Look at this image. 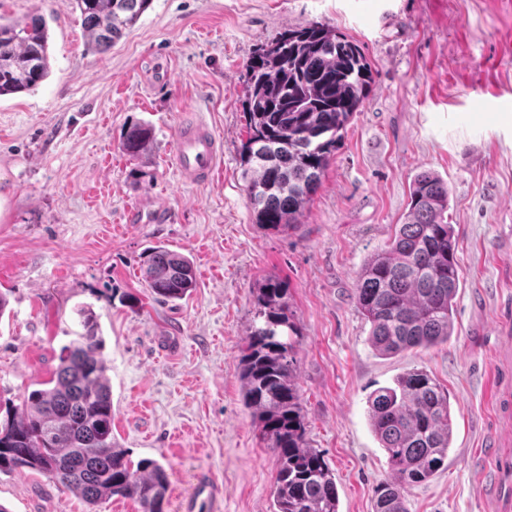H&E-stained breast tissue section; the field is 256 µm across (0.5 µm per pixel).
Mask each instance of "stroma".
Instances as JSON below:
<instances>
[{
	"mask_svg": "<svg viewBox=\"0 0 512 512\" xmlns=\"http://www.w3.org/2000/svg\"><path fill=\"white\" fill-rule=\"evenodd\" d=\"M44 15L51 73L0 97V170L12 196L0 223V402L22 406L64 347L97 316L112 387V432L133 458L169 474L166 512L196 477L222 486V512H270L276 458L241 398L239 359L253 288L288 284L300 333L295 382L311 447L336 476L339 512H375L391 478L371 431L368 397L411 368L443 387L454 422L448 466L407 494L409 512H491L481 476L487 439L507 431L494 394L512 323V0H152L103 53L87 50L73 0H0V16ZM322 22L357 41L374 81L297 228L255 223L241 176L245 66L285 29ZM166 57L168 70L153 66ZM219 141L215 182H184L175 138L189 115ZM134 123L147 151L121 149ZM448 184L460 288L446 343L392 357L368 342L354 300L365 261L386 249L422 172ZM164 222L128 224L129 207ZM188 256L196 286L158 301L141 255ZM8 512H88L47 475L0 473Z\"/></svg>",
	"mask_w": 512,
	"mask_h": 512,
	"instance_id": "1",
	"label": "stroma"
}]
</instances>
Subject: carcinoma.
<instances>
[{
	"mask_svg": "<svg viewBox=\"0 0 512 512\" xmlns=\"http://www.w3.org/2000/svg\"><path fill=\"white\" fill-rule=\"evenodd\" d=\"M87 46L109 50L136 25L152 0H74ZM50 34L36 15L0 21V97L28 91L51 73ZM243 102L247 139L240 166L255 223L280 233L301 223L313 193L374 81L361 47L327 24L290 28L246 63ZM151 130L129 128L122 150H147ZM448 184L423 172L413 180L404 223L388 247L358 276L354 300L370 324L381 356L448 341L460 287L457 240L448 223ZM157 299L175 302L196 287L193 262L159 246L140 266ZM85 334L64 349L54 377L30 391L21 414L4 406L0 472L43 473L96 506L116 498L142 512H164L168 474L153 458L133 460L112 435V390L95 313L79 310ZM298 330L288 288L276 275L255 288L254 320L239 361L244 405L276 458L271 512H338L336 478L310 447L294 381ZM372 431L392 470L379 489L376 512H408L406 494L447 467L454 423L448 396L425 370L413 368L368 398Z\"/></svg>",
	"mask_w": 512,
	"mask_h": 512,
	"instance_id": "obj_1",
	"label": "carcinoma"
}]
</instances>
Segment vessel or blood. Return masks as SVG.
<instances>
[{
  "instance_id": "obj_1",
  "label": "vessel or blood",
  "mask_w": 512,
  "mask_h": 512,
  "mask_svg": "<svg viewBox=\"0 0 512 512\" xmlns=\"http://www.w3.org/2000/svg\"><path fill=\"white\" fill-rule=\"evenodd\" d=\"M175 159L182 180L206 183L217 172L216 139L208 126L194 120L180 127L176 137ZM489 458L496 480L490 485L492 512H512V437L493 438ZM222 487L210 475L196 479L192 495L184 502L183 512H221Z\"/></svg>"
}]
</instances>
